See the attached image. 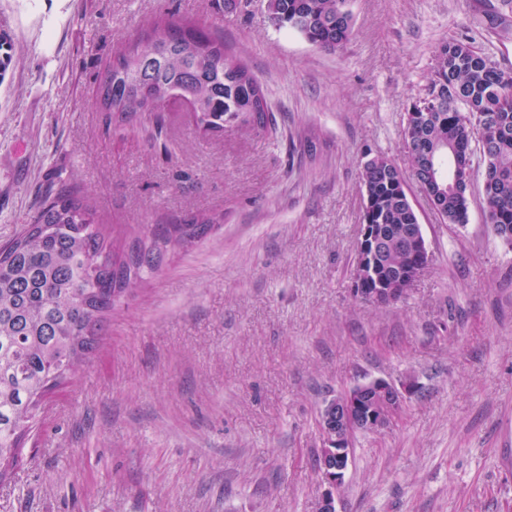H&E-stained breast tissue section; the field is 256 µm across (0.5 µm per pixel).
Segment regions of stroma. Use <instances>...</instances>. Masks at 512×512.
<instances>
[{"label":"stroma","mask_w":512,"mask_h":512,"mask_svg":"<svg viewBox=\"0 0 512 512\" xmlns=\"http://www.w3.org/2000/svg\"><path fill=\"white\" fill-rule=\"evenodd\" d=\"M265 3L0 0V245L63 183L126 244L214 219L114 306L39 409L0 512H315L320 412L379 377L417 389L353 434L336 512H512V246L487 221L480 155L464 224L407 179L428 249L407 296L352 291L364 157L409 171L406 113L441 44L512 69V2L347 0L335 52L277 29ZM154 21L223 38L273 125L211 134L183 109L110 122L100 77Z\"/></svg>","instance_id":"35a3bbf8"}]
</instances>
